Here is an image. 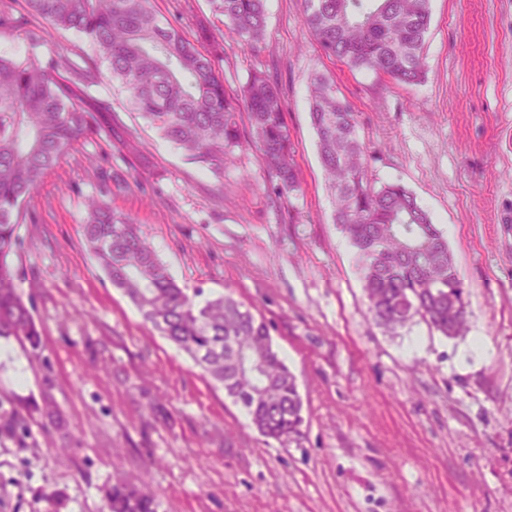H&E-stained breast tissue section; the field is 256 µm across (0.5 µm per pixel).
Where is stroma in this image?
<instances>
[{
	"label": "stroma",
	"instance_id": "1",
	"mask_svg": "<svg viewBox=\"0 0 512 512\" xmlns=\"http://www.w3.org/2000/svg\"><path fill=\"white\" fill-rule=\"evenodd\" d=\"M152 6L188 39L210 31L229 94L255 71L276 79L300 188L275 194L251 145L223 173L202 170L100 72L88 108L139 151L81 138L17 227L12 261L42 347L0 337V512H106L119 474L163 512H512V0H432L414 85L326 56L302 0H266L265 37L245 49L210 0ZM59 42L84 68L86 39L0 28V51L23 58ZM318 74L352 106L369 176L405 185L447 237L464 335L373 322L311 126ZM100 195L180 287L264 317L297 378L301 436L260 435L112 285L82 233Z\"/></svg>",
	"mask_w": 512,
	"mask_h": 512
}]
</instances>
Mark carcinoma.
Returning a JSON list of instances; mask_svg holds the SVG:
<instances>
[{
  "instance_id": "obj_1",
  "label": "carcinoma",
  "mask_w": 512,
  "mask_h": 512,
  "mask_svg": "<svg viewBox=\"0 0 512 512\" xmlns=\"http://www.w3.org/2000/svg\"><path fill=\"white\" fill-rule=\"evenodd\" d=\"M26 15L86 38L95 58L69 75L65 48L46 63L0 54V337L33 350L41 333L17 289L12 255L25 204L44 175L80 138L97 131L84 88L99 65L128 93L134 111L187 159L224 167L253 144L275 172L280 190L297 187L292 144L278 84L255 71L236 98L227 95L215 54L162 22L151 0H25ZM240 47L263 39L265 0H211ZM304 22L324 53L350 69L419 82L431 0H304ZM309 108L322 166L335 198L334 223L354 251L377 326L396 333L420 318L447 338L466 329L465 288L448 240L416 197L397 182L368 178L364 147L350 107L323 75L309 87ZM246 112L249 137L242 136ZM85 242L102 271L160 335L185 351L245 410L264 437L301 435L295 376L272 344L270 326L227 293L196 303L139 234L133 218L100 197L86 205ZM256 354L258 375L240 373L234 354ZM161 503L125 480L106 492V512H159Z\"/></svg>"
}]
</instances>
